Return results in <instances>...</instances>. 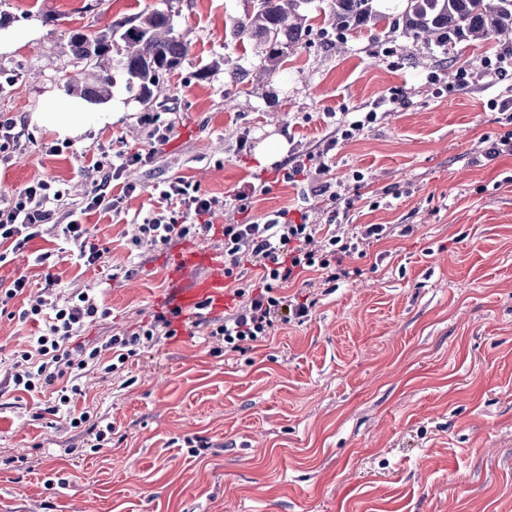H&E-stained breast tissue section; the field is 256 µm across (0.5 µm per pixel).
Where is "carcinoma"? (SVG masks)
I'll list each match as a JSON object with an SVG mask.
<instances>
[{"label": "carcinoma", "mask_w": 512, "mask_h": 512, "mask_svg": "<svg viewBox=\"0 0 512 512\" xmlns=\"http://www.w3.org/2000/svg\"><path fill=\"white\" fill-rule=\"evenodd\" d=\"M257 7L239 19L238 31L263 46L266 60L276 64L307 35L305 11L312 0H256ZM381 0H330V12L339 31L391 21L397 31L425 44L448 47L453 42L512 40V0H400L397 14L379 9ZM123 42L114 58L112 36ZM72 55L83 64L90 82L80 86L87 97L100 98L112 84V71L127 77L128 88L148 97L161 78L177 67L186 45L175 34L171 14L154 9L98 32L72 30L68 35Z\"/></svg>", "instance_id": "cac0c4a2"}]
</instances>
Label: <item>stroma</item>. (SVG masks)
Returning <instances> with one entry per match:
<instances>
[{
    "instance_id": "35a3bbf8",
    "label": "stroma",
    "mask_w": 512,
    "mask_h": 512,
    "mask_svg": "<svg viewBox=\"0 0 512 512\" xmlns=\"http://www.w3.org/2000/svg\"><path fill=\"white\" fill-rule=\"evenodd\" d=\"M255 0H0V117L20 136L0 160V200L36 178L64 193L61 212L80 214L101 263L56 253L63 295L95 289L108 317L80 330L97 343L128 333L155 312L166 286L164 250L130 259V240L160 211L164 182L182 177L202 192L268 186L251 210L216 211L210 247L230 222L307 208L321 198L261 164L335 136L339 114L371 108L395 89L404 98L336 148L333 175L361 196L350 224L392 230L351 255L350 276L315 286L307 322L279 325L270 341L223 353L178 329L123 371L88 374L76 408L112 422L111 447L91 452L49 394L0 393V512H512V156L487 160L480 140L512 132L489 109L507 81L481 79L496 40L461 43L450 56L385 23L339 32L328 0H314L309 31L275 68L262 47L234 37ZM169 11L187 51L164 76L165 96L142 97L116 76L91 112H112L51 156L57 131L34 121L52 94L68 96L78 72L70 31ZM468 69V88L448 91ZM154 113L172 125L152 163L112 182L113 208L84 212L102 153L146 150ZM362 181H354L353 172ZM135 184L123 193L124 184ZM135 274H128V266ZM37 325L0 316V377L27 349ZM211 447L192 453L186 441Z\"/></svg>"
}]
</instances>
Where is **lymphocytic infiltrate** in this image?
I'll use <instances>...</instances> for the list:
<instances>
[{
  "label": "lymphocytic infiltrate",
  "mask_w": 512,
  "mask_h": 512,
  "mask_svg": "<svg viewBox=\"0 0 512 512\" xmlns=\"http://www.w3.org/2000/svg\"><path fill=\"white\" fill-rule=\"evenodd\" d=\"M377 119L378 114L372 109L355 113L353 120L345 122L339 137L328 139L305 159L291 157L280 164L283 182L294 184L307 179L314 195L327 197L329 206L324 223H313L304 210L293 218L288 210L277 209L257 222L224 226V274L239 283L233 291L236 302L223 317L202 316L187 321L185 328L189 334L222 341L225 352L235 353L268 339L278 325L304 323L317 303L307 291L308 274H318L323 284H336L349 276L342 266L344 257L358 253L361 245L387 237L390 228L385 224L354 228L342 224L341 207H352L354 201L346 197L341 183L331 176V152L339 141L352 139ZM151 160L148 153L120 151L114 159L99 162L97 168L102 177L88 194L86 210L107 205L108 186L119 180L127 167L144 166ZM160 197L165 208L139 225L131 240L134 248L161 249L175 240L209 236L213 226L208 217L215 209L232 206L245 212L253 199L252 194L244 191L221 198L211 196L181 177L166 181ZM62 198V190L53 181L36 179L0 205V263L23 251L30 241L49 229L56 232L77 261L87 266L101 261L104 250L80 219L54 223L55 209ZM248 265L260 268L261 275L258 283L244 287L240 281ZM43 280V287L35 292L24 275L0 287V315L6 313L11 300L19 297L23 300L19 319L41 325L29 349L15 355L11 372L0 380V387L30 394L50 392L52 401L47 414L65 416L71 428L88 436L90 449L96 452L111 444L113 426L90 411L76 409L74 399L82 392L81 379L95 369L107 373L121 369L142 350L174 336L176 330L171 320L158 312L131 333L111 336L92 347L74 344L75 327L93 323L107 316L108 311L94 289L63 298L56 292L58 279L54 273L44 272Z\"/></svg>",
  "instance_id": "lymphocytic-infiltrate-1"
}]
</instances>
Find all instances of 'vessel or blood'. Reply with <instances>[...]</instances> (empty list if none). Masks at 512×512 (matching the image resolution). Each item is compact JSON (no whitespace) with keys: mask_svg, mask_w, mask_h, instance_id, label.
<instances>
[{"mask_svg":"<svg viewBox=\"0 0 512 512\" xmlns=\"http://www.w3.org/2000/svg\"><path fill=\"white\" fill-rule=\"evenodd\" d=\"M168 279L170 287L157 302L175 325H182L200 313L223 312L226 302L223 251L201 242L174 248Z\"/></svg>","mask_w":512,"mask_h":512,"instance_id":"obj_1","label":"vessel or blood"}]
</instances>
